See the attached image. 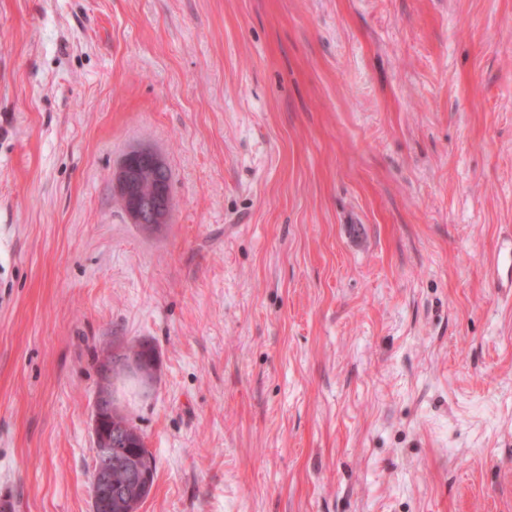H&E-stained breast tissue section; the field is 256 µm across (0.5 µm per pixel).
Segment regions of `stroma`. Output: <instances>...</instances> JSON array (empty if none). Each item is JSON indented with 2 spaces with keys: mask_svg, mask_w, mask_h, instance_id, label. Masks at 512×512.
Wrapping results in <instances>:
<instances>
[{
  "mask_svg": "<svg viewBox=\"0 0 512 512\" xmlns=\"http://www.w3.org/2000/svg\"><path fill=\"white\" fill-rule=\"evenodd\" d=\"M171 171L170 224L112 172ZM512 0H0V512H512ZM168 172L165 158L153 148H136L122 158L112 173V190L130 223L147 231L170 224L172 197ZM494 286L512 292V237L503 240L494 258ZM135 349L140 350L139 353L143 358L135 354L126 353L123 349H113L103 358L101 385L92 417V434L96 448L95 476L91 498L92 512L120 511L115 508L114 503L112 504V498L126 494L129 490L147 482L148 475L145 469L148 471L149 478L146 488L139 495L138 507L148 497L154 484L156 466L152 453L150 452V462L148 464L145 463L141 454V448L144 447H140L139 440L135 444V440L127 438V434L124 433L125 439L129 442L127 446L135 448L136 455L145 469L141 467L129 468L126 472V486L122 489L113 490L112 482L120 484L123 474L112 465V461L114 460L117 464L121 463L120 456L123 453V449L119 448L120 444L117 441H112V436H107L104 432V423L108 418H112V421L109 423L112 425V433L121 430V427L125 428L126 425H130L134 429L137 428L131 419L125 415L112 416L118 410L116 403L112 400V390H114L118 379L126 375H134L141 380L145 391L150 390L155 380L158 368L149 371L144 360L146 358L148 363L157 361L158 358L154 347L147 343L130 347V350Z\"/></svg>",
  "mask_w": 512,
  "mask_h": 512,
  "instance_id": "1",
  "label": "stroma"
}]
</instances>
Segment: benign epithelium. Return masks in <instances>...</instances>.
Listing matches in <instances>:
<instances>
[{
  "instance_id": "benign-epithelium-1",
  "label": "benign epithelium",
  "mask_w": 512,
  "mask_h": 512,
  "mask_svg": "<svg viewBox=\"0 0 512 512\" xmlns=\"http://www.w3.org/2000/svg\"><path fill=\"white\" fill-rule=\"evenodd\" d=\"M168 172L165 158L153 148H136L122 158L112 173V190L118 196L130 223L147 231L170 223L172 197ZM156 374L157 370H148L144 358L123 349L113 350L103 358L101 385L92 417L96 460L91 512H112L113 498L147 481L145 469L131 467L126 472V486L122 489L112 488V463H121L123 449L104 432V423L117 411L112 390L119 378L134 375L148 391Z\"/></svg>"
}]
</instances>
